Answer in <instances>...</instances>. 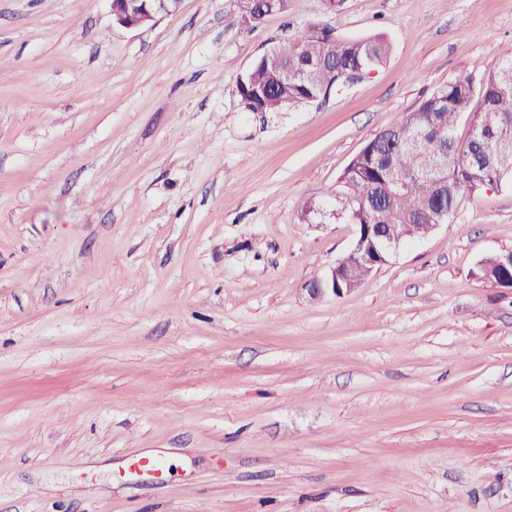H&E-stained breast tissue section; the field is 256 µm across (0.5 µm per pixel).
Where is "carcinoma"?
I'll use <instances>...</instances> for the list:
<instances>
[{"mask_svg": "<svg viewBox=\"0 0 512 512\" xmlns=\"http://www.w3.org/2000/svg\"><path fill=\"white\" fill-rule=\"evenodd\" d=\"M388 54L389 45L380 37L335 39L327 27L314 25L254 61L239 90L249 96L251 89L263 88L274 112L283 101L310 102L328 94L344 74L372 70ZM480 95L474 110L472 80L459 75L393 122L398 130L394 142L382 143L375 136L368 140L343 174L351 223L378 224L393 235L401 233L403 224H419L425 234L444 211L450 223L460 197L485 189L499 171L512 169V52L485 76ZM464 116L471 128H486L487 140L472 134L456 140L455 127ZM420 129L447 134L446 184L426 173L431 141L409 142Z\"/></svg>", "mask_w": 512, "mask_h": 512, "instance_id": "carcinoma-1", "label": "carcinoma"}]
</instances>
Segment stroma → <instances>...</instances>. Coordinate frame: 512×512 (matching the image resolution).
I'll return each instance as SVG.
<instances>
[{
	"label": "stroma",
	"instance_id": "stroma-1",
	"mask_svg": "<svg viewBox=\"0 0 512 512\" xmlns=\"http://www.w3.org/2000/svg\"><path fill=\"white\" fill-rule=\"evenodd\" d=\"M383 36L362 82L237 91L307 27ZM512 51V0H0V512H512V186L353 291L341 176ZM154 456L155 474L132 461ZM182 0H111L117 23L125 28L138 29L155 21L160 15L175 12ZM175 4L173 10L168 4Z\"/></svg>",
	"mask_w": 512,
	"mask_h": 512
}]
</instances>
